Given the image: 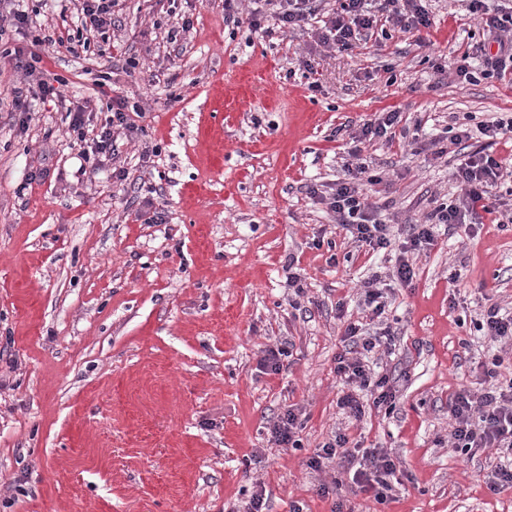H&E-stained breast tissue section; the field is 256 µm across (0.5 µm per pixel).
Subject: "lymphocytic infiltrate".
<instances>
[{
  "label": "lymphocytic infiltrate",
  "mask_w": 512,
  "mask_h": 512,
  "mask_svg": "<svg viewBox=\"0 0 512 512\" xmlns=\"http://www.w3.org/2000/svg\"><path fill=\"white\" fill-rule=\"evenodd\" d=\"M24 0H0V39L7 31L30 32L26 45L14 47L8 55L20 68L26 83L16 89L11 100L12 111L27 114L32 99L60 102L64 99L67 81L50 77L41 67L43 47L55 46L57 37L45 34L33 26V19L23 7ZM338 6L329 13L327 21L315 29L318 43L351 48L361 33L371 29L377 14H384L397 26L405 29H427L432 24L427 0H337ZM70 8L78 14L83 32L78 37H67L69 50L89 48L106 26L111 25L119 0H68ZM322 0H260L259 6L250 11L248 19L239 16L242 0H224V20L240 24L248 22L253 30L269 33L275 30L288 32L309 25L321 11ZM470 17L498 39L496 55L486 57L483 66L470 69L462 64L457 74L467 81H476L487 75H505L512 68V10L505 7L489 8L485 0H466ZM108 118L95 135L85 133L83 104L73 103L68 112V131L77 142L83 143L81 156L90 159L103 154H115L118 135L137 137L139 127L131 116L133 110L128 100L113 94L106 104ZM477 131L489 142L488 148L479 149L462 161L454 177L461 192L452 201L436 206L422 222L410 225L403 242H395L390 227L377 218L371 205L360 191L366 172L365 165L347 170L344 180L334 185H312L307 189L311 198L326 204L337 224L346 230L354 243L374 252L398 250L399 256L391 271L392 278L404 283L414 276L407 259L409 252L434 245L435 228L445 224L456 228L466 220L479 218L484 213H494V190L503 170L502 162L490 152V145L501 140L512 141V118L479 124ZM393 339L389 327L368 332L362 323L350 322L344 328L343 347L336 356L335 372L344 390L337 406L347 416L362 419L367 406L390 407L396 398L391 378L374 371L369 356L376 348L390 344ZM501 357H493L481 364L476 378L479 391L463 387L455 391L448 402V412L453 421L452 446L463 454L493 448L503 460L493 471L491 488L512 486V379L503 380ZM370 392L373 401L365 403L361 392ZM341 463L353 471V481L373 490L376 502H384L393 489L396 465L388 454L377 450H359L350 446L346 434H336L334 439L317 449L306 460L309 469L323 472L332 463Z\"/></svg>",
  "instance_id": "lymphocytic-infiltrate-1"
}]
</instances>
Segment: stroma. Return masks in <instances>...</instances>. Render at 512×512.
<instances>
[{
    "instance_id": "1",
    "label": "stroma",
    "mask_w": 512,
    "mask_h": 512,
    "mask_svg": "<svg viewBox=\"0 0 512 512\" xmlns=\"http://www.w3.org/2000/svg\"><path fill=\"white\" fill-rule=\"evenodd\" d=\"M430 11V28L382 17L343 50L301 30L228 28L224 0L173 12L122 0L109 41L43 60L67 79L68 101L88 102L87 130L107 118L99 72L142 107L144 135L118 138L92 180L78 173L65 103L36 101L14 119L23 79L0 57V512H235L258 490L268 512H331L318 488L348 484V472L305 461L338 432L388 453L401 480L381 504L348 494V512H512V487L487 486L495 449L456 452L448 416L475 362L498 355L512 373V348L473 326L488 304L512 308V223L486 214L439 236L410 254L416 275L403 284L388 276L396 253L357 246L306 193L365 163L382 181L362 192L398 239L458 196L457 159L433 144L465 117L512 116V79L457 77L492 39L463 0ZM185 16L192 29L169 43ZM390 110L403 134L360 141ZM119 168L127 180L113 178ZM139 178L164 223H146ZM375 278L389 296L395 344L380 366L395 408L355 420L336 406L334 366ZM279 343L291 355L264 373L259 351ZM293 404L300 445L280 448L268 426Z\"/></svg>"
}]
</instances>
